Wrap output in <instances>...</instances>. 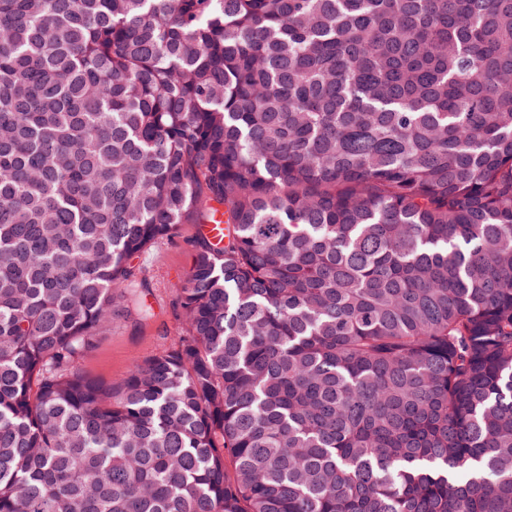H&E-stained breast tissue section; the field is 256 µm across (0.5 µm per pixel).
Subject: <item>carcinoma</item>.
Masks as SVG:
<instances>
[{
	"label": "carcinoma",
	"instance_id": "carcinoma-1",
	"mask_svg": "<svg viewBox=\"0 0 512 512\" xmlns=\"http://www.w3.org/2000/svg\"><path fill=\"white\" fill-rule=\"evenodd\" d=\"M0 512H512V0H0ZM200 225H181L178 237L160 241L135 259L149 286L141 301L151 316L140 321L116 317L100 330L95 349L80 361L86 376L104 385L117 384L134 360L151 357L178 339L181 322L175 301L193 261L191 242Z\"/></svg>",
	"mask_w": 512,
	"mask_h": 512
}]
</instances>
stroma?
Segmentation results:
<instances>
[{
  "label": "stroma",
  "instance_id": "stroma-1",
  "mask_svg": "<svg viewBox=\"0 0 512 512\" xmlns=\"http://www.w3.org/2000/svg\"><path fill=\"white\" fill-rule=\"evenodd\" d=\"M198 231V225H182L178 237L160 241L136 259L148 285L141 300L150 316L140 321L117 317L100 330L95 349L80 362L86 376L104 385L119 383L134 360L151 357L177 340L181 323L175 301L193 261L191 242Z\"/></svg>",
  "mask_w": 512,
  "mask_h": 512
}]
</instances>
